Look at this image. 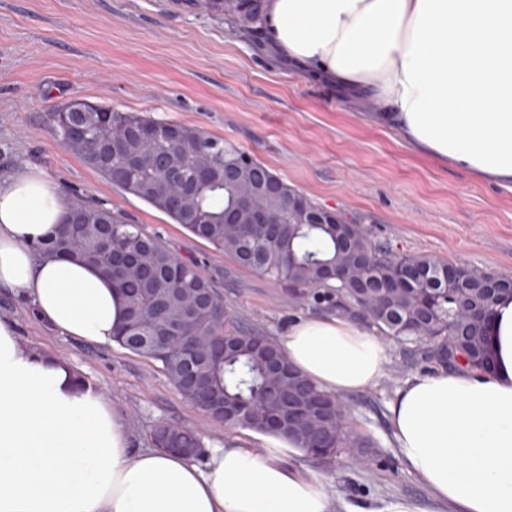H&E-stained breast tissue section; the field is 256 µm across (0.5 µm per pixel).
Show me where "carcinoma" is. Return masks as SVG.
<instances>
[{"label": "carcinoma", "instance_id": "cac0c4a2", "mask_svg": "<svg viewBox=\"0 0 512 512\" xmlns=\"http://www.w3.org/2000/svg\"><path fill=\"white\" fill-rule=\"evenodd\" d=\"M260 0H224V11L259 19ZM51 127L63 148L113 186L148 203L239 265L275 283L292 287L293 295L317 302L329 299L336 309L361 317L400 344L417 347L425 360L456 368L484 370L488 343L475 336L458 304V288H468L469 302L492 311L512 288V279L469 270L468 282L450 284L443 267L425 254L400 255L367 233L336 231V214L288 185L260 161L234 145L183 124L162 122L136 112L70 100L50 114ZM123 133L128 148L112 152V130ZM174 156L180 182L171 180L160 160ZM214 166L209 181L197 178L202 161ZM243 164V175L256 183H273L277 191L261 194L258 203L273 218H294L275 243L259 227L224 223V210L235 202L234 184L224 168ZM79 222L72 234L65 224ZM92 263L112 279L124 297L125 314L115 342L161 364L175 390L201 412L222 407L235 412L229 426L280 435L303 449L320 448L329 464L343 453L369 447L347 425L345 414L311 423L288 424L284 397L303 388L316 401L333 395L305 377L272 375L273 361L285 359L270 337L233 325L224 300L197 268L179 259L157 239L127 224L112 210L81 201L68 204L54 237L34 246ZM422 272L427 279L406 282L389 291L383 285ZM153 447L179 449L196 458L203 448L193 429L171 422L151 432Z\"/></svg>", "mask_w": 512, "mask_h": 512}]
</instances>
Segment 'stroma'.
Segmentation results:
<instances>
[{"label":"stroma","mask_w":512,"mask_h":512,"mask_svg":"<svg viewBox=\"0 0 512 512\" xmlns=\"http://www.w3.org/2000/svg\"><path fill=\"white\" fill-rule=\"evenodd\" d=\"M74 98L231 142L318 204L363 215L371 236L397 253L512 275V188L417 153L395 129L372 122L371 99L271 56L262 23L238 22L203 0H0V174L38 169L64 197L105 205L139 225L194 263L244 328L277 339L332 309L295 301L287 285L239 266L64 149L49 114ZM0 319L15 323L22 345L60 357L102 388L135 447H150L161 421L192 426L207 443L235 438L259 453L269 444L266 435L211 420L174 389L160 363L61 335L30 304L6 295ZM386 345L377 383L342 397L352 428L370 443L364 461L280 458L286 469L320 474L338 512L392 498L433 509L429 489L395 449L388 404L413 377L440 367L412 346Z\"/></svg>","instance_id":"stroma-1"}]
</instances>
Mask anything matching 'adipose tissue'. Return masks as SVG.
Wrapping results in <instances>:
<instances>
[{"label": "adipose tissue", "mask_w": 512, "mask_h": 512, "mask_svg": "<svg viewBox=\"0 0 512 512\" xmlns=\"http://www.w3.org/2000/svg\"><path fill=\"white\" fill-rule=\"evenodd\" d=\"M266 46L314 79L378 101L419 152L512 187V0H263ZM66 203L43 172L0 180V288L59 332L109 344L124 299L92 266L35 244ZM492 367L418 376L388 407L406 468L449 512H512V295L490 317ZM289 362L342 396L379 378L387 347L341 316L281 339ZM205 465L134 447L108 397L0 319V512H333L322 478L286 471L272 441Z\"/></svg>", "instance_id": "adipose-tissue-1"}]
</instances>
